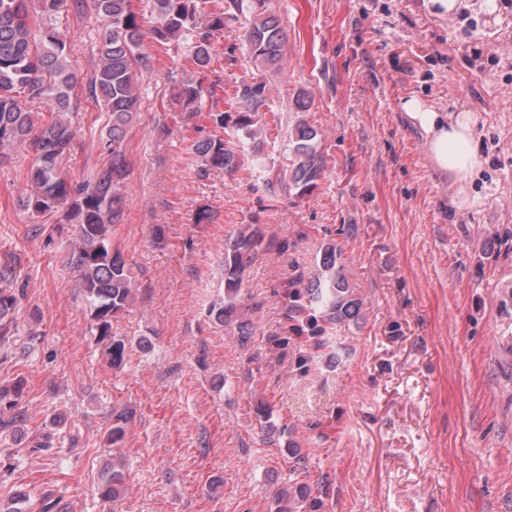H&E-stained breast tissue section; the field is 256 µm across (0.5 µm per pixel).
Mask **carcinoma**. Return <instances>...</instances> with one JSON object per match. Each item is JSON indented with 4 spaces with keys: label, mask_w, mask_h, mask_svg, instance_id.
Instances as JSON below:
<instances>
[{
    "label": "carcinoma",
    "mask_w": 512,
    "mask_h": 512,
    "mask_svg": "<svg viewBox=\"0 0 512 512\" xmlns=\"http://www.w3.org/2000/svg\"><path fill=\"white\" fill-rule=\"evenodd\" d=\"M131 2L95 0L103 26L97 33L99 63L87 82V99L110 113L106 142L109 158L89 180L71 182L61 175L60 164L71 150L74 131L61 114L76 106L73 91L79 79L67 63V43L55 30H36L28 0H0V147L23 141L32 132L27 104L54 101L57 111L36 137L38 158L28 172L34 190L26 207L35 213L63 209L67 221L75 225L76 243L66 252L64 261L79 274L90 309L91 330L114 367L124 361L128 342L112 334V318L128 309L133 288L129 267L119 253L112 251V225L119 222L122 213L118 187L127 175L126 128L141 105L139 73L151 66L150 57L141 51L144 36L150 35L161 46L171 42L183 46L196 72V78L182 83L179 91L191 116H206L215 129L229 128L253 148L251 152H236L226 148L223 137L207 134L192 144L201 163L199 174L214 168L231 171L245 164L257 167L265 128L261 109L267 106L266 83L254 81L236 88L241 111L232 114L205 108L206 96L213 91L204 86V81L212 67L213 43L224 33L226 11L205 13L200 0H154L156 18L146 33ZM229 7L253 17L246 35L250 61L276 64L281 56L282 29L279 20L266 12L265 0H231ZM320 137L319 131L307 123L295 129L291 182L303 194L315 189L322 178ZM263 244L264 234L257 224H243L227 239L224 298L208 309V317L234 332L242 345L252 336L251 323L240 301L243 273ZM341 255L336 243H328L321 254L318 274L307 282L300 276L280 292L288 319L296 322L292 330L299 335L309 331L310 347L317 351L328 347L337 328L356 325L363 318V299L343 275ZM20 297L19 292L0 291V343L10 338ZM25 388L26 379L20 376L0 385V408L10 412L7 419H0L1 427L24 430L28 416L19 404ZM132 416L128 410L113 414L107 435L110 445L124 439ZM124 479L120 469L107 471L101 482L102 496L117 499L124 491ZM331 486L327 473L314 485L290 481L275 494V512H325ZM37 502V512H63L60 499L51 491L40 493Z\"/></svg>",
    "instance_id": "carcinoma-1"
}]
</instances>
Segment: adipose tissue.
<instances>
[{"label": "adipose tissue", "mask_w": 512, "mask_h": 512, "mask_svg": "<svg viewBox=\"0 0 512 512\" xmlns=\"http://www.w3.org/2000/svg\"><path fill=\"white\" fill-rule=\"evenodd\" d=\"M402 107L421 130L425 152L437 175L463 186L480 174L483 159L474 145L473 113L450 115L414 97L405 100Z\"/></svg>", "instance_id": "1"}]
</instances>
